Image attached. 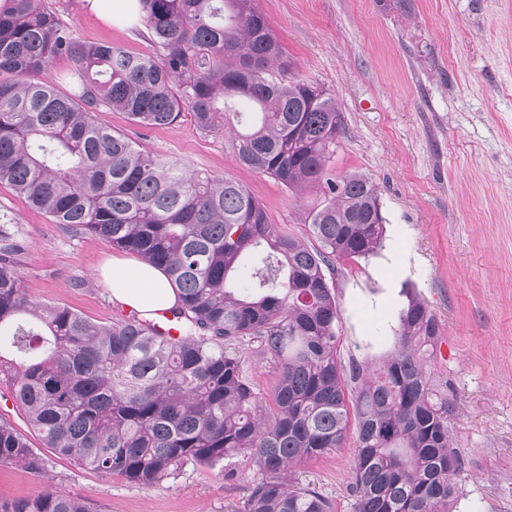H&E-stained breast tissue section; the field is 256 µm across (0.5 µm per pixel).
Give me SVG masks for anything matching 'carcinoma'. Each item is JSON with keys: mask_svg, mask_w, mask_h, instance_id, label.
<instances>
[{"mask_svg": "<svg viewBox=\"0 0 512 512\" xmlns=\"http://www.w3.org/2000/svg\"><path fill=\"white\" fill-rule=\"evenodd\" d=\"M154 56L87 44L46 0H0V184L68 229L160 267L178 288L180 337L153 321H92L32 300L4 255L0 229V359L13 396L47 447L83 468L151 486L179 465L251 456L244 512H333L300 487L292 465L342 447L354 431L355 512H451L460 467L446 393L427 363L440 328L409 300L386 357L337 358L338 313L324 268L367 257L384 227L377 188L332 178L325 160L341 129L333 97L291 79V61L254 0H134ZM68 57L76 90L42 73ZM125 113L150 128L232 126L237 161L289 189L319 185L304 223L312 251L271 224L242 184L192 174L98 123ZM260 343L277 375L263 394L234 345ZM45 471L27 439L0 420V466ZM0 512H90L49 490L0 501Z\"/></svg>", "mask_w": 512, "mask_h": 512, "instance_id": "1", "label": "carcinoma"}]
</instances>
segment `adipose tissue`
Here are the masks:
<instances>
[{
  "instance_id": "ef3b65f1",
  "label": "adipose tissue",
  "mask_w": 512,
  "mask_h": 512,
  "mask_svg": "<svg viewBox=\"0 0 512 512\" xmlns=\"http://www.w3.org/2000/svg\"><path fill=\"white\" fill-rule=\"evenodd\" d=\"M102 282L113 302L152 319L176 305L178 294L164 271L154 265L123 258H108L101 267Z\"/></svg>"
}]
</instances>
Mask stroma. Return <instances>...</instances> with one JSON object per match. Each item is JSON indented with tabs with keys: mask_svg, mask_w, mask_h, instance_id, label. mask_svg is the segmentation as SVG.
<instances>
[{
	"mask_svg": "<svg viewBox=\"0 0 512 512\" xmlns=\"http://www.w3.org/2000/svg\"><path fill=\"white\" fill-rule=\"evenodd\" d=\"M74 36L151 55L148 33L88 13L83 0H49ZM293 67L290 77L322 85L343 130L327 158L334 175L375 183L385 236L372 256L325 268L339 317L342 365L388 351L410 298L425 302L441 333L431 365L454 410L461 458L459 512H512V0H255ZM98 122L153 154L245 185L272 224L308 248L301 221L320 189L285 188L241 166L226 131L199 129L191 115L144 129L107 109ZM20 242L14 257L31 299L67 305L93 321L123 318L98 268L117 250L31 208L0 184V214ZM0 419L43 457L37 474L0 466V499L55 488L91 512H239L256 473L250 457L216 465L185 462L146 487L98 474L48 449L0 378ZM353 445L294 468L301 486L354 512ZM234 470L235 479L225 477Z\"/></svg>",
	"mask_w": 512,
	"mask_h": 512,
	"instance_id": "1",
	"label": "stroma"
}]
</instances>
